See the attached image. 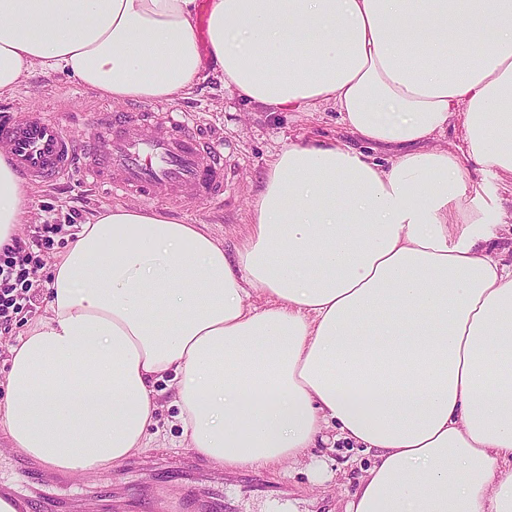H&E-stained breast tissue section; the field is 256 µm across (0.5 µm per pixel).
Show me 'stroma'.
I'll return each mask as SVG.
<instances>
[{"instance_id": "stroma-1", "label": "stroma", "mask_w": 512, "mask_h": 512, "mask_svg": "<svg viewBox=\"0 0 512 512\" xmlns=\"http://www.w3.org/2000/svg\"><path fill=\"white\" fill-rule=\"evenodd\" d=\"M102 102L96 92L68 74L35 70L10 95L0 97V119L20 110L53 107L74 138L81 141L93 130L90 112ZM142 108L191 112L198 115L203 133L213 130L223 133V207L186 206L169 210L168 215L185 224L203 225L230 256L249 230V203L261 189L269 164L288 144L335 139L380 161L390 155L387 148L362 142L332 105L320 104L306 112L275 111L239 97L214 78L202 83L189 98L146 102ZM110 206V201L101 194L84 187L77 175L47 189L29 188L28 213L19 226V237L32 238L45 224L61 225L62 230L42 237L33 249L29 271L38 288L32 306L9 327L0 326V392L5 389L8 349L29 324L43 315L44 286L55 256L64 249L73 225L85 223ZM156 388L159 435L155 449L94 475L73 477L68 484L48 487V494L63 498L96 496L117 483L128 486L135 494L144 486L152 495L155 512H176L179 497L190 487L186 469L205 466L212 482L223 485L224 498L234 506L235 512H345L366 469L374 461L372 454L340 442L331 448L310 449L307 457L297 464L244 467V474L287 484V496L227 482L226 470L209 467L207 459L188 448L176 419L178 410L173 391L161 382Z\"/></svg>"}]
</instances>
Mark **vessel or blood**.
I'll return each instance as SVG.
<instances>
[{
  "label": "vessel or blood",
  "mask_w": 512,
  "mask_h": 512,
  "mask_svg": "<svg viewBox=\"0 0 512 512\" xmlns=\"http://www.w3.org/2000/svg\"><path fill=\"white\" fill-rule=\"evenodd\" d=\"M95 126L92 142L84 146L55 114L26 111L0 125V152L34 185L78 172L119 200L182 206L223 200L224 153L219 143L197 136L189 114L101 112ZM48 482L44 475L22 489L0 483V498L12 500L17 512H95L93 497L48 498ZM191 482L183 512H220L219 494L207 474L193 472Z\"/></svg>",
  "instance_id": "1"
}]
</instances>
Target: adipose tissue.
<instances>
[{"instance_id":"obj_1","label":"adipose tissue","mask_w":512,"mask_h":512,"mask_svg":"<svg viewBox=\"0 0 512 512\" xmlns=\"http://www.w3.org/2000/svg\"><path fill=\"white\" fill-rule=\"evenodd\" d=\"M196 23L197 0H0V95L37 66L169 101L208 68L265 106L333 103L395 152L289 145L232 258L154 207L75 225L9 349L0 431L56 471L111 468L170 373L217 465L300 461L331 424L376 458L346 512H512V264L472 177H512V0H210L207 63ZM457 122L464 149L432 148ZM26 195L0 154V249Z\"/></svg>"}]
</instances>
